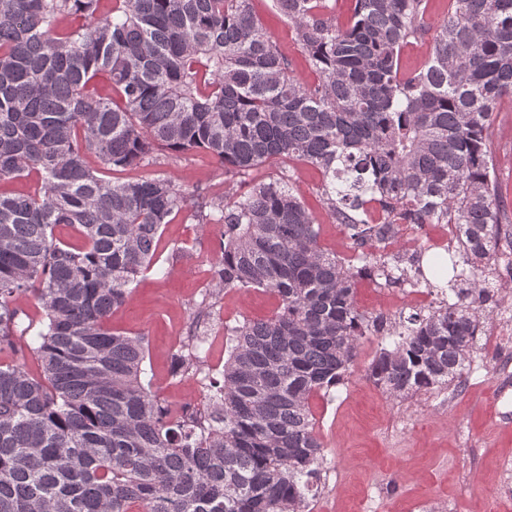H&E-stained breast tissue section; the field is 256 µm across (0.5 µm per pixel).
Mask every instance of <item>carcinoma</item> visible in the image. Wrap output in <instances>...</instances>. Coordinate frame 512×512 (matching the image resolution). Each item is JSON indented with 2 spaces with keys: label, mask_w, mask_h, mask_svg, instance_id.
Returning a JSON list of instances; mask_svg holds the SVG:
<instances>
[{
  "label": "carcinoma",
  "mask_w": 512,
  "mask_h": 512,
  "mask_svg": "<svg viewBox=\"0 0 512 512\" xmlns=\"http://www.w3.org/2000/svg\"><path fill=\"white\" fill-rule=\"evenodd\" d=\"M102 2L0 0V183L33 182L0 190V512H305L325 459L309 399L345 383L361 340H378L368 377L394 398L459 387L512 285L489 146L512 95V0H451L412 73L399 55L427 34L429 0H354L346 28L326 0H273L312 83L253 0ZM156 150L203 151L240 188L197 206L168 176L104 177ZM271 160L279 174L247 180ZM292 161L322 174L354 260L320 243ZM182 212L224 226L215 288L277 307L224 324L217 379L198 368L215 320L201 303L171 376L202 375L208 401L168 417L144 337L110 318ZM402 224H453L456 249L426 267L428 247L386 250ZM363 281L439 302L374 314L357 304ZM20 299L39 319L20 320ZM254 9L261 22L272 33L279 49L292 62L294 75L304 81L313 82L315 76L311 73L305 55L295 40V32L285 18L276 14L272 0H254Z\"/></svg>",
  "instance_id": "obj_1"
}]
</instances>
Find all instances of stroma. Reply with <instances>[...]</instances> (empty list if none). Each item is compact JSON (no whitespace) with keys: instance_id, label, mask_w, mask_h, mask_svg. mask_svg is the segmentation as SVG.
<instances>
[{"instance_id":"stroma-1","label":"stroma","mask_w":512,"mask_h":512,"mask_svg":"<svg viewBox=\"0 0 512 512\" xmlns=\"http://www.w3.org/2000/svg\"><path fill=\"white\" fill-rule=\"evenodd\" d=\"M254 9L294 74L313 81L293 28L276 14L272 0H254ZM492 141L499 191L512 203V96H504L493 112ZM288 171L322 226V245L353 258L347 230L326 213L320 172L299 162ZM159 174L175 179L196 201L225 188L223 168L202 152L178 158L161 152L120 177ZM221 235V225L202 226L184 213L164 225L161 271L140 275L129 301L112 315L113 328L146 336L145 367L162 399L183 397L170 375L171 357L212 279ZM275 306L273 296L251 289L220 294L216 308L233 325L266 317ZM376 349V339L363 340L345 384L310 400L325 463L306 512H512V421L502 418L512 412V364L483 348L464 386L401 400L366 375Z\"/></svg>"}]
</instances>
